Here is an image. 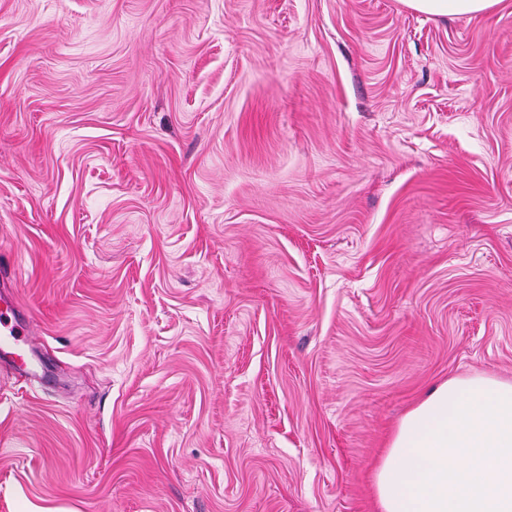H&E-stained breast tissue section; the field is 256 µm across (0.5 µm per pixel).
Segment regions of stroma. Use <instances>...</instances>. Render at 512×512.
Segmentation results:
<instances>
[{"label": "stroma", "mask_w": 512, "mask_h": 512, "mask_svg": "<svg viewBox=\"0 0 512 512\" xmlns=\"http://www.w3.org/2000/svg\"><path fill=\"white\" fill-rule=\"evenodd\" d=\"M0 512H378L512 381V0H0ZM408 8L430 16L479 14L498 6L502 0H401ZM18 315L16 301L10 297H0V350H10L8 353L25 363V338L32 332L28 325L18 324Z\"/></svg>", "instance_id": "1"}]
</instances>
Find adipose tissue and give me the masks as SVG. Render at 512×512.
Here are the masks:
<instances>
[{"label":"adipose tissue","mask_w":512,"mask_h":512,"mask_svg":"<svg viewBox=\"0 0 512 512\" xmlns=\"http://www.w3.org/2000/svg\"><path fill=\"white\" fill-rule=\"evenodd\" d=\"M430 16L501 0H402ZM379 512H512V382L451 377L411 409L373 476Z\"/></svg>","instance_id":"adipose-tissue-1"}]
</instances>
